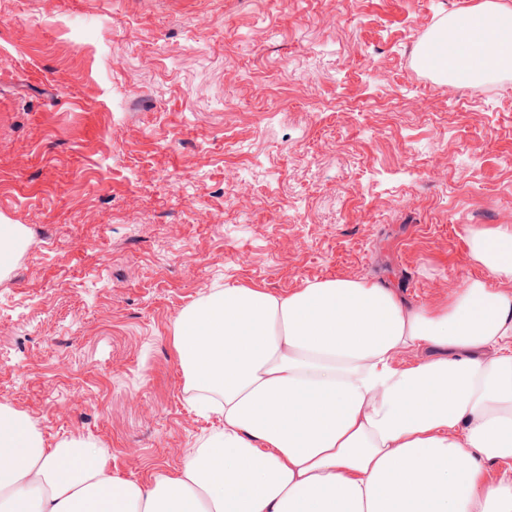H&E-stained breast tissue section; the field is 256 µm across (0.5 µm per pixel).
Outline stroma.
Instances as JSON below:
<instances>
[{
    "label": "stroma",
    "instance_id": "stroma-1",
    "mask_svg": "<svg viewBox=\"0 0 512 512\" xmlns=\"http://www.w3.org/2000/svg\"><path fill=\"white\" fill-rule=\"evenodd\" d=\"M479 0H0V404L46 447L180 469L198 415L172 344L214 288L346 278L442 301L512 227V73L416 65ZM23 235V229L17 224H1L0 225V242H1V266L0 273L4 275L10 267V247Z\"/></svg>",
    "mask_w": 512,
    "mask_h": 512
}]
</instances>
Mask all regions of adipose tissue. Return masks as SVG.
Segmentation results:
<instances>
[{
    "mask_svg": "<svg viewBox=\"0 0 512 512\" xmlns=\"http://www.w3.org/2000/svg\"><path fill=\"white\" fill-rule=\"evenodd\" d=\"M420 59L450 84L511 72L512 9L445 17ZM467 242L487 278L435 305L336 278L184 309L185 387L223 426L151 482L82 441L45 447L0 404V512H512V228Z\"/></svg>",
    "mask_w": 512,
    "mask_h": 512,
    "instance_id": "obj_1",
    "label": "adipose tissue"
}]
</instances>
